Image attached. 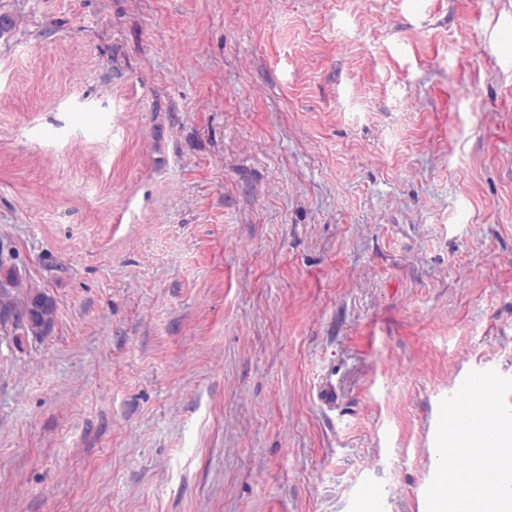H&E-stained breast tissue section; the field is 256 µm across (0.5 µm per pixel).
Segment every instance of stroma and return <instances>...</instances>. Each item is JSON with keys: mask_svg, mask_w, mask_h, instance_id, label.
<instances>
[{"mask_svg": "<svg viewBox=\"0 0 512 512\" xmlns=\"http://www.w3.org/2000/svg\"><path fill=\"white\" fill-rule=\"evenodd\" d=\"M0 512H426L512 377V0H0ZM0 254V311H21L22 326L13 336L18 345L25 339L48 336L54 327L55 304L53 299L37 288H25L23 278L14 264L8 265Z\"/></svg>", "mask_w": 512, "mask_h": 512, "instance_id": "35a3bbf8", "label": "stroma"}]
</instances>
